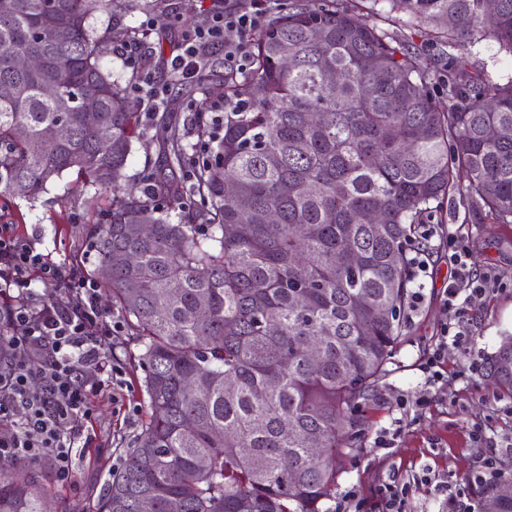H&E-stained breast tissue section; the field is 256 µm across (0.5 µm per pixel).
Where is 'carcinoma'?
<instances>
[{
  "label": "carcinoma",
  "instance_id": "obj_1",
  "mask_svg": "<svg viewBox=\"0 0 512 512\" xmlns=\"http://www.w3.org/2000/svg\"><path fill=\"white\" fill-rule=\"evenodd\" d=\"M369 2L370 24L343 0L278 10L251 38L248 73L224 77L223 132L190 189L173 183L193 162L165 127L169 172L154 175L145 198L113 196L109 222L90 227L88 277L107 284L127 318L149 408L100 512H140L144 497L153 512L172 501L179 512H333L323 504L359 427L351 410L404 334L409 247H425L417 225L445 198L512 225V78L493 81L469 62L485 40L512 55V0L492 10L484 0H386L388 12ZM105 5L0 0V197L35 199L70 171L105 191L124 179L140 113L99 64L105 40L88 20ZM397 10L427 28L447 67L388 28ZM54 18L65 43L52 39ZM28 53L40 67L18 70ZM336 70L338 85L326 80ZM88 85L99 92L92 118L80 99ZM50 127L65 131L52 150ZM160 201L202 210L196 223L174 224ZM14 333L0 293L1 371ZM316 339L313 364L305 348ZM502 359L491 356L488 376L512 395V352L509 366ZM507 481L479 488L488 512H512V497L498 495ZM42 501L31 475L0 462V512H43Z\"/></svg>",
  "mask_w": 512,
  "mask_h": 512
}]
</instances>
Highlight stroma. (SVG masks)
Returning a JSON list of instances; mask_svg holds the SVG:
<instances>
[{
    "label": "stroma",
    "mask_w": 512,
    "mask_h": 512,
    "mask_svg": "<svg viewBox=\"0 0 512 512\" xmlns=\"http://www.w3.org/2000/svg\"><path fill=\"white\" fill-rule=\"evenodd\" d=\"M210 0H114L112 9L89 19L98 33H111L112 44L104 67L127 88L151 80L166 89L160 110L141 113L139 136L134 139L121 189L144 195L150 177L162 163L156 135L164 120H172L182 136L183 148L205 142L200 129H188L191 113L209 111L212 96L224 80V51L216 49L210 67L194 79L183 81L166 65L181 28L198 24ZM164 18L165 24L151 38H143L146 17ZM112 196L98 191L84 178L69 172L48 185L37 200L0 199V219L11 224L14 234L51 254L61 278L76 272L74 253L84 250L87 225L102 223ZM435 223L446 224L461 235L472 263L492 270L496 281L489 292L469 305L468 347L449 345L441 369L457 375L452 387L429 385L420 370L422 359L432 352L446 318L444 288L450 275L447 251L434 252L423 300L406 322V334L385 376L367 399L359 400L355 416L361 435L344 457L332 499L355 492L363 500L362 512H382L378 487L395 478L405 491V512H461V497L475 498L472 478L489 448L473 438L476 428L500 438L512 435V396L498 392L487 378V361L503 337L512 336V227L475 223L472 215L451 201H443ZM136 346L129 331L114 340L112 362L117 378L92 396L90 413L74 425L79 448L70 477H60L50 455L38 460L18 459L17 465L35 474L48 495L51 512H98L108 475L119 469L148 420L142 372L133 360ZM409 402L427 399L419 413H400L398 395ZM401 423L404 431L394 447L377 448L373 440L380 430ZM447 481L449 492L419 484L424 472Z\"/></svg>",
    "instance_id": "obj_1"
}]
</instances>
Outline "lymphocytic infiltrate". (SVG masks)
Segmentation results:
<instances>
[{"mask_svg": "<svg viewBox=\"0 0 512 512\" xmlns=\"http://www.w3.org/2000/svg\"><path fill=\"white\" fill-rule=\"evenodd\" d=\"M274 0H211L204 22L184 30L180 44L168 60L170 70L180 79L191 80L208 65L216 48H223L229 68L245 71L251 56V36ZM237 32L238 40L227 37ZM423 239H438L449 251L453 269L448 282L445 307L448 320L442 336L462 344L469 332L466 300L486 294L492 283L490 273H477L466 245L454 232L440 224L423 225ZM53 279L58 267L50 255L37 252L15 237L9 225H0V292L13 301L12 316L23 328L13 337V365L0 373V461L35 457L51 451L61 476H68L74 439L64 431L77 417L88 415L89 399L111 379L115 368L104 351L112 346L116 328L97 309L95 284L84 278L62 282L61 301L36 305L31 300L32 277ZM40 380L41 394L31 391ZM25 419L13 424L16 409Z\"/></svg>", "mask_w": 512, "mask_h": 512, "instance_id": "f902f5d3", "label": "lymphocytic infiltrate"}]
</instances>
